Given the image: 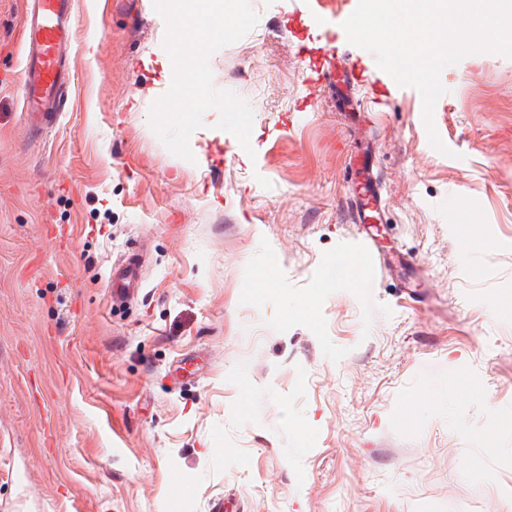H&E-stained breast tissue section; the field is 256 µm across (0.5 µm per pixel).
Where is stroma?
I'll use <instances>...</instances> for the list:
<instances>
[{"instance_id": "obj_1", "label": "stroma", "mask_w": 512, "mask_h": 512, "mask_svg": "<svg viewBox=\"0 0 512 512\" xmlns=\"http://www.w3.org/2000/svg\"><path fill=\"white\" fill-rule=\"evenodd\" d=\"M357 2L250 0L210 67L255 158L211 109L190 162L149 125L153 0H76L69 108L35 134L0 0V512H512V58L443 68L441 154L348 43ZM328 44L375 81L359 117L307 84ZM366 145L387 274L356 236ZM140 287L139 264L128 258L121 264H113L107 288H109L111 300L123 301Z\"/></svg>"}]
</instances>
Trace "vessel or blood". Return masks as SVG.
Returning <instances> with one entry per match:
<instances>
[{
  "mask_svg": "<svg viewBox=\"0 0 512 512\" xmlns=\"http://www.w3.org/2000/svg\"><path fill=\"white\" fill-rule=\"evenodd\" d=\"M74 28V0H26L20 52L22 59V110L34 129L40 130L58 120L64 111L71 86ZM368 74L354 68L328 66L310 77L313 86L336 84L347 111L355 106L349 94L354 83H370ZM359 210H375L380 197L369 171L359 180ZM140 286L139 265L127 259L112 265L108 288L112 301L125 300Z\"/></svg>",
  "mask_w": 512,
  "mask_h": 512,
  "instance_id": "obj_1",
  "label": "vessel or blood"
}]
</instances>
